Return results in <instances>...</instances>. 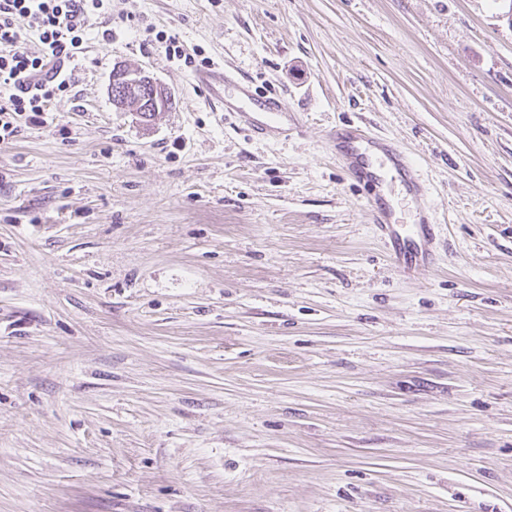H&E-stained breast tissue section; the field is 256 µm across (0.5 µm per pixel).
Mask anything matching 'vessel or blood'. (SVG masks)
Instances as JSON below:
<instances>
[{
    "instance_id": "obj_1",
    "label": "vessel or blood",
    "mask_w": 512,
    "mask_h": 512,
    "mask_svg": "<svg viewBox=\"0 0 512 512\" xmlns=\"http://www.w3.org/2000/svg\"><path fill=\"white\" fill-rule=\"evenodd\" d=\"M194 80L208 92L217 111L232 113L238 122L258 137L296 129V117L276 97L255 96L247 78H229L225 69L213 66L199 70ZM330 141L340 164L359 179L378 185H398L403 193L418 197L423 185L402 150L359 126L333 128ZM379 238L384 242L397 271L408 275L431 267L436 249V231L425 218L404 222L396 205L377 196L371 210Z\"/></svg>"
}]
</instances>
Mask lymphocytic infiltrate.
<instances>
[{
    "instance_id": "lymphocytic-infiltrate-1",
    "label": "lymphocytic infiltrate",
    "mask_w": 512,
    "mask_h": 512,
    "mask_svg": "<svg viewBox=\"0 0 512 512\" xmlns=\"http://www.w3.org/2000/svg\"><path fill=\"white\" fill-rule=\"evenodd\" d=\"M99 0H0V141L17 118L46 124L52 101L70 86L65 63L80 53ZM41 45L26 48L28 34Z\"/></svg>"
}]
</instances>
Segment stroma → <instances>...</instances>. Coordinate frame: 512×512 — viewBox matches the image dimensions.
Here are the masks:
<instances>
[{"label": "stroma", "mask_w": 512, "mask_h": 512, "mask_svg": "<svg viewBox=\"0 0 512 512\" xmlns=\"http://www.w3.org/2000/svg\"><path fill=\"white\" fill-rule=\"evenodd\" d=\"M277 95L256 139L167 50ZM172 104L115 108L112 69ZM0 144V512H512V0H103ZM356 122L427 187L397 273ZM379 238L384 242L397 271L410 275L417 269L433 264L436 249V225L419 216L412 223H405L396 205L382 194L374 199L371 210Z\"/></svg>", "instance_id": "1"}]
</instances>
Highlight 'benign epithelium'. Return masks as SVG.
Returning a JSON list of instances; mask_svg holds the SVG:
<instances>
[{
  "instance_id": "obj_1",
  "label": "benign epithelium",
  "mask_w": 512,
  "mask_h": 512,
  "mask_svg": "<svg viewBox=\"0 0 512 512\" xmlns=\"http://www.w3.org/2000/svg\"><path fill=\"white\" fill-rule=\"evenodd\" d=\"M109 94L117 108L144 120L165 111L170 97L168 89L144 70L121 66L113 71Z\"/></svg>"
}]
</instances>
